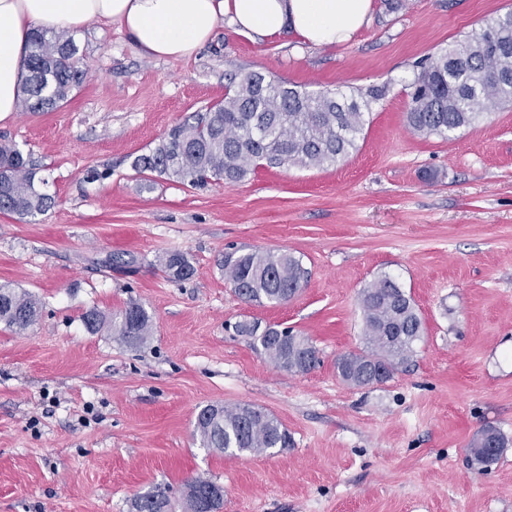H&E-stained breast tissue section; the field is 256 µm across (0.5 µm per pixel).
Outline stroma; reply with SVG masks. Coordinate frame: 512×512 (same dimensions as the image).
Masks as SVG:
<instances>
[{
  "instance_id": "stroma-1",
  "label": "stroma",
  "mask_w": 512,
  "mask_h": 512,
  "mask_svg": "<svg viewBox=\"0 0 512 512\" xmlns=\"http://www.w3.org/2000/svg\"><path fill=\"white\" fill-rule=\"evenodd\" d=\"M512 0H373L346 43L259 39L221 20L187 59L140 55L115 27L74 39L89 68L52 112L0 121V142L44 168L57 204L35 222L0 214V284L41 302L22 332L0 325V512H133L168 487L172 512L196 478L224 488L219 512H512V102L449 138L412 133L407 85L422 59L480 33ZM258 72L312 93L389 84L358 148L324 168H256L192 188L131 168L192 112ZM93 169L109 170L100 181ZM285 251L309 275L290 301L242 302L229 249ZM132 265L110 267L114 253ZM183 254L193 275L164 262ZM423 321L416 355L355 387L337 357L362 346L359 296L382 275ZM142 304L153 333L130 346L82 315ZM289 327L320 365L277 368L226 323ZM271 412L290 443L215 453L194 433L211 404ZM496 427L498 462L469 446ZM492 442L496 444V448L489 447ZM504 444L505 439L496 428L489 426L482 429L470 448L472 463L482 471H488L498 460Z\"/></svg>"
}]
</instances>
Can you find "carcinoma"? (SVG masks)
I'll return each instance as SVG.
<instances>
[{
	"label": "carcinoma",
	"instance_id": "carcinoma-1",
	"mask_svg": "<svg viewBox=\"0 0 512 512\" xmlns=\"http://www.w3.org/2000/svg\"><path fill=\"white\" fill-rule=\"evenodd\" d=\"M26 76L20 106L25 112H51L71 99L86 76L74 38L66 32L38 30L25 59ZM388 92L387 85L349 92L311 94L249 72L230 78L224 102L193 113L173 127L151 151L136 156L131 168L182 184L201 186L210 180L244 181L253 168H320L349 156L357 147L366 114ZM512 102V10L494 17L475 36L456 40L426 59L411 84L406 115L419 135L445 137L480 121L486 112ZM40 167L11 144H0V213L32 222L56 199ZM165 269L175 280L192 272L181 254L170 255ZM224 278L242 301L258 306L285 303L300 291L307 271L287 252L237 249L224 254ZM363 348L336 359L339 377L356 387L390 378L415 355L423 322L412 298L388 275L360 296ZM39 316V302L25 291L0 285V323L23 331ZM87 329L107 330L130 344L152 336V319L143 305L131 302L107 317L95 309L83 314ZM279 369L291 374L312 370L306 356L318 353L306 338L288 328L261 326L253 320L234 324ZM196 435L203 447L218 452L263 453L288 447V431L276 417L249 404L207 405L199 412ZM505 439L494 427L473 441L471 461L487 471L498 460ZM223 489L198 478L182 495L183 512H218ZM169 490L156 488L134 504L135 512H167Z\"/></svg>",
	"mask_w": 512,
	"mask_h": 512
}]
</instances>
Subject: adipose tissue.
Here are the masks:
<instances>
[{"mask_svg":"<svg viewBox=\"0 0 512 512\" xmlns=\"http://www.w3.org/2000/svg\"><path fill=\"white\" fill-rule=\"evenodd\" d=\"M372 0H0V119L18 109L32 32L117 26L143 56L188 58L212 38L221 19L268 38L291 30L323 47L349 41Z\"/></svg>","mask_w":512,"mask_h":512,"instance_id":"ef3b65f1","label":"adipose tissue"}]
</instances>
